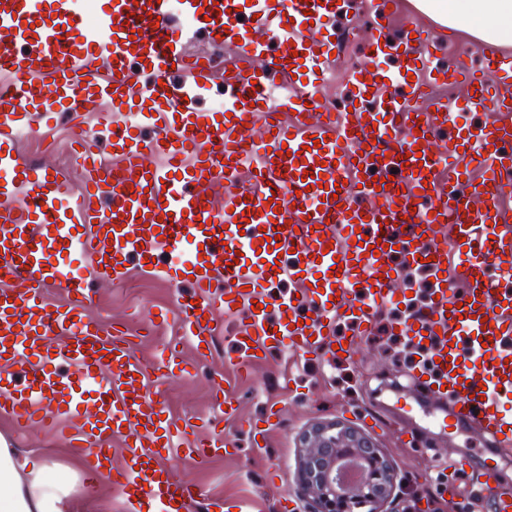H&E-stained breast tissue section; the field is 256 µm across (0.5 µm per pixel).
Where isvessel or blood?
Returning <instances> with one entry per match:
<instances>
[{
  "mask_svg": "<svg viewBox=\"0 0 512 512\" xmlns=\"http://www.w3.org/2000/svg\"><path fill=\"white\" fill-rule=\"evenodd\" d=\"M342 9L343 0H103L90 26L78 0H0V70L12 78L0 85V415L21 429L57 414L82 419L71 444L85 451L91 482L111 477L126 512H194L202 489L176 478L163 456L203 463L233 445L170 417L150 391L156 369L189 372L180 343L156 366L136 354L125 325L107 331L89 318L95 285L124 280L135 261L193 286L176 309L197 356L215 346L217 310L242 312L228 361L241 375L285 348L309 360L330 345L352 356L377 312L408 299L399 266L425 265L424 312L392 327L418 356L414 401L445 402V428L512 439V211L496 184L512 169V54L484 47L482 70L433 76L431 30L411 26L399 47L375 32L341 121L321 109V72L337 45L311 30ZM187 23L233 49L219 111L196 108L213 67L187 51ZM395 55L416 76L399 96L385 92ZM436 79L463 87L467 111L494 103L499 120L460 127L447 99L432 96ZM94 101L112 106L118 164L100 160L85 127ZM60 114L83 171L73 195L14 148L22 131ZM447 128L455 135L442 164L435 134ZM376 177L389 187L375 188ZM447 222L458 239L451 254L431 240ZM81 223L89 232H76ZM72 250L89 259L83 272L62 262ZM167 250L183 261L167 266ZM286 277L296 290L271 296ZM51 286L65 290V306L46 302ZM343 321L350 335L339 333ZM80 379L91 390L77 388ZM214 401L225 421L262 435L232 388ZM460 470L493 512H512L494 461L475 469L465 458Z\"/></svg>",
  "mask_w": 512,
  "mask_h": 512,
  "instance_id": "vessel-or-blood-1",
  "label": "vessel or blood"
}]
</instances>
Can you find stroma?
I'll return each mask as SVG.
<instances>
[{
  "mask_svg": "<svg viewBox=\"0 0 512 512\" xmlns=\"http://www.w3.org/2000/svg\"><path fill=\"white\" fill-rule=\"evenodd\" d=\"M381 8L382 0H353L333 23L336 33L355 25L363 35L362 40L351 41L345 54L336 57L328 67L323 95L339 106H347L350 101L347 75L352 64L363 58L362 41L371 35V22L382 25L388 39L397 42L403 36L406 22L414 16L408 0H402L398 11L388 18L381 15ZM15 148L22 157L60 172L70 190L79 187L81 172L65 124L51 129L33 126L21 133ZM177 289V283L134 264L123 282L96 286L90 313L96 318L109 317L110 321L126 324L135 331L155 313L173 311ZM394 316V310L383 312L378 319L379 332L366 337L352 359L330 356L296 369L284 352L278 351L258 362L250 378L236 380L241 411L247 419H265L277 402L284 407L281 420L270 429L264 447H254L250 435L235 428L231 431L233 455L199 464L173 453L164 457V464L178 479L196 483L228 507L258 490L262 498L256 512H280V503L285 499L295 503L296 512H310L312 501L297 477L299 440L316 424L342 422L371 437L393 464L403 481L396 491L398 512H448V483L439 477L438 462L456 460L461 451L475 463L494 458L498 486L512 491V444L501 445L492 455L486 439L471 430L429 431L417 414L404 410V397L413 393L408 379L410 353L405 341L385 335L382 330ZM217 317L224 323V333L217 338L212 354L203 360L200 370L185 376L156 378L150 383L151 390L163 393L172 417L203 419L219 426L224 423L223 412L212 400V390L229 374L224 358L234 348L233 333L240 319L238 314L222 311ZM290 377L297 380L296 389L288 388L286 380ZM4 429L18 450H55L57 466L53 476L73 478L74 489L88 512H125L110 481L91 486L83 476L69 475L78 454L73 448L64 447L62 440L37 430L14 428L8 418L0 416V430Z\"/></svg>",
  "mask_w": 512,
  "mask_h": 512,
  "instance_id": "stroma-1",
  "label": "stroma"
}]
</instances>
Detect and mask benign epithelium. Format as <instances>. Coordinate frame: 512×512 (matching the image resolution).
Instances as JSON below:
<instances>
[{
	"instance_id": "obj_1",
	"label": "benign epithelium",
	"mask_w": 512,
	"mask_h": 512,
	"mask_svg": "<svg viewBox=\"0 0 512 512\" xmlns=\"http://www.w3.org/2000/svg\"><path fill=\"white\" fill-rule=\"evenodd\" d=\"M300 445L298 478L313 512H385L397 475L369 437L336 422L313 427Z\"/></svg>"
}]
</instances>
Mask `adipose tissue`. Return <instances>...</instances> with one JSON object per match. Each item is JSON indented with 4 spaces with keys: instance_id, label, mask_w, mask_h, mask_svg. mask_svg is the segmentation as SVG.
I'll use <instances>...</instances> for the list:
<instances>
[{
    "instance_id": "ef3b65f1",
    "label": "adipose tissue",
    "mask_w": 512,
    "mask_h": 512,
    "mask_svg": "<svg viewBox=\"0 0 512 512\" xmlns=\"http://www.w3.org/2000/svg\"><path fill=\"white\" fill-rule=\"evenodd\" d=\"M438 26L493 46H512V0H410ZM43 456H20L0 434V512H62L72 486L52 480Z\"/></svg>"
}]
</instances>
